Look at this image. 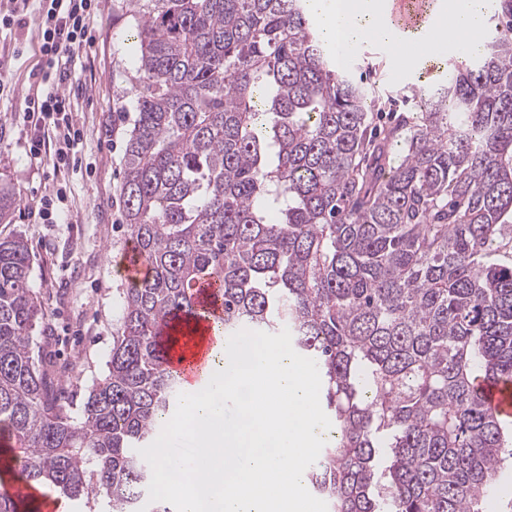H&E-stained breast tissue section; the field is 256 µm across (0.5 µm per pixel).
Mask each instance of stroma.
Returning <instances> with one entry per match:
<instances>
[{"label":"stroma","instance_id":"stroma-1","mask_svg":"<svg viewBox=\"0 0 512 512\" xmlns=\"http://www.w3.org/2000/svg\"><path fill=\"white\" fill-rule=\"evenodd\" d=\"M137 24L131 0H98L89 41L72 73L80 90L73 118L85 139L68 164L30 153L24 119L30 75L40 63L41 18L37 0L21 24L0 28V58L8 66L0 91V190L16 201L0 238L22 233L31 252L30 285L46 320L36 328L33 353L50 360L52 391L79 403L103 374L112 348L120 295L128 281L115 266L131 241L123 220L120 182L125 141L133 127L137 68L129 41ZM347 72L362 79L380 100L410 103L423 89L444 87L446 74L426 76L414 65L399 66L382 45L358 46ZM63 193L65 205L52 223H42V202Z\"/></svg>","mask_w":512,"mask_h":512}]
</instances>
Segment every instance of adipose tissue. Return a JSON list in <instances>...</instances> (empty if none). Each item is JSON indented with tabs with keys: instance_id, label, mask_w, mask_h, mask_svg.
Listing matches in <instances>:
<instances>
[{
	"instance_id": "ef3b65f1",
	"label": "adipose tissue",
	"mask_w": 512,
	"mask_h": 512,
	"mask_svg": "<svg viewBox=\"0 0 512 512\" xmlns=\"http://www.w3.org/2000/svg\"><path fill=\"white\" fill-rule=\"evenodd\" d=\"M312 13L323 21L328 42L349 50L370 39H386L392 34L385 21L387 0H309ZM445 34L469 45L481 32L485 12L483 0H446Z\"/></svg>"
}]
</instances>
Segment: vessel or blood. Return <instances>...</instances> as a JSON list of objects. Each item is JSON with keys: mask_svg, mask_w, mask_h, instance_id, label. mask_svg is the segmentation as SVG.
Here are the masks:
<instances>
[{"mask_svg": "<svg viewBox=\"0 0 512 512\" xmlns=\"http://www.w3.org/2000/svg\"><path fill=\"white\" fill-rule=\"evenodd\" d=\"M388 3L387 22L394 29L398 41H405L412 32H423L425 42L419 49V59L426 73H436L439 61L452 62L462 56L460 46L437 36L438 14L433 0H388ZM216 291L217 286L213 283L198 287L199 305L205 309L206 315L195 321L193 331L180 334L171 347L169 367L177 375L179 383L198 381L204 354L216 341L213 318L221 313ZM480 388L489 409L498 416L512 417V383L484 382Z\"/></svg>", "mask_w": 512, "mask_h": 512, "instance_id": "1", "label": "vessel or blood"}]
</instances>
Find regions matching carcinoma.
Wrapping results in <instances>:
<instances>
[{"label":"carcinoma","instance_id":"obj_1","mask_svg":"<svg viewBox=\"0 0 512 512\" xmlns=\"http://www.w3.org/2000/svg\"><path fill=\"white\" fill-rule=\"evenodd\" d=\"M122 197L133 261L106 374L74 419L31 352L45 315L21 235L0 239L3 468L106 512L148 502L138 450L177 390L161 326L200 313L277 333L316 361L336 429L306 469L328 512H481L507 425L478 381L512 382V0L496 35L378 128L307 0H137ZM282 214L265 218L268 207ZM0 512H36L0 493Z\"/></svg>","mask_w":512,"mask_h":512}]
</instances>
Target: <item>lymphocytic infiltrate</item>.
Here are the masks:
<instances>
[{"label":"lymphocytic infiltrate","instance_id":"f902f5d3","mask_svg":"<svg viewBox=\"0 0 512 512\" xmlns=\"http://www.w3.org/2000/svg\"><path fill=\"white\" fill-rule=\"evenodd\" d=\"M43 42L39 90L26 100L24 112L35 130L34 144L53 146V158L65 161L81 144L84 132L71 118V67L89 33L94 0H41Z\"/></svg>","mask_w":512,"mask_h":512}]
</instances>
